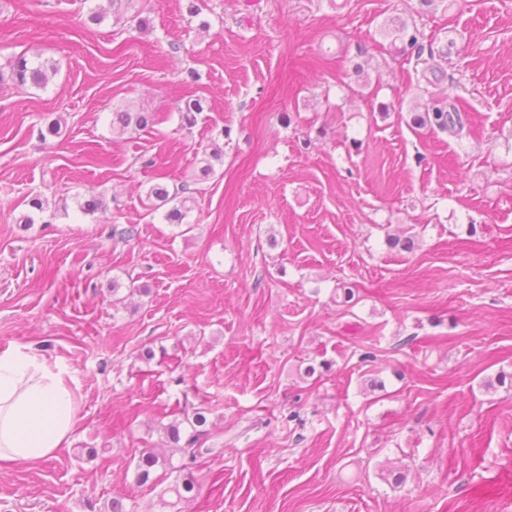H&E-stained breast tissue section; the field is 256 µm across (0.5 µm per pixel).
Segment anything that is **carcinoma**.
<instances>
[{"mask_svg": "<svg viewBox=\"0 0 512 512\" xmlns=\"http://www.w3.org/2000/svg\"><path fill=\"white\" fill-rule=\"evenodd\" d=\"M55 71L54 65L45 61H38L27 56V53L14 55L9 60V76L0 72V82L8 79L18 87L43 88L48 82L49 73ZM203 111L201 99L186 97L183 106L179 108L181 120L184 126L190 128L196 123V115ZM414 121L428 123L441 132H447L455 138L464 136L465 126L458 108L448 111L446 107L433 101L430 111L423 116H417ZM159 123V114L152 112H117L115 113V125L113 129L119 133L125 132L134 126L146 129ZM149 196L173 203L166 214L165 219L170 223L180 224L183 218L190 212L196 200L194 197L184 196L180 191H170L163 183L153 185L149 190ZM164 434L169 441L170 453L158 454L153 451L143 452L135 465V480L139 485L153 483L156 480L184 470V466L173 463L177 454L188 456L189 461H196L203 454L214 452L212 448L201 447V441L210 435L209 421L206 412L195 409L184 413L183 418L163 427Z\"/></svg>", "mask_w": 512, "mask_h": 512, "instance_id": "obj_1", "label": "carcinoma"}]
</instances>
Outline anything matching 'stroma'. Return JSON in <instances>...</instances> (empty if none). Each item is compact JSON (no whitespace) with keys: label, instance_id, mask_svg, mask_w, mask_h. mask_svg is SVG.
<instances>
[{"label":"stroma","instance_id":"35a3bbf8","mask_svg":"<svg viewBox=\"0 0 512 512\" xmlns=\"http://www.w3.org/2000/svg\"><path fill=\"white\" fill-rule=\"evenodd\" d=\"M23 51L57 71L0 84V353L65 367L78 419L0 512H512V0H0ZM436 95L466 136L413 123ZM186 406L215 428L181 501L134 468ZM115 122L112 121L113 129L119 133L125 132L131 126L139 129L153 127L159 123V114L152 112H113ZM116 124V125H115ZM148 196L149 198L154 197L155 199L165 203L175 201L172 208H170L165 214V219L171 224H182L183 218L194 208V205L196 204V200L193 196L181 195L178 188L170 194L168 186L163 183H156L153 185L149 190Z\"/></svg>","mask_w":512,"mask_h":512}]
</instances>
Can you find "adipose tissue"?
<instances>
[{
    "label": "adipose tissue",
    "mask_w": 512,
    "mask_h": 512,
    "mask_svg": "<svg viewBox=\"0 0 512 512\" xmlns=\"http://www.w3.org/2000/svg\"><path fill=\"white\" fill-rule=\"evenodd\" d=\"M67 375L20 348L0 354V463L48 458L69 437L77 414Z\"/></svg>",
    "instance_id": "1"
}]
</instances>
